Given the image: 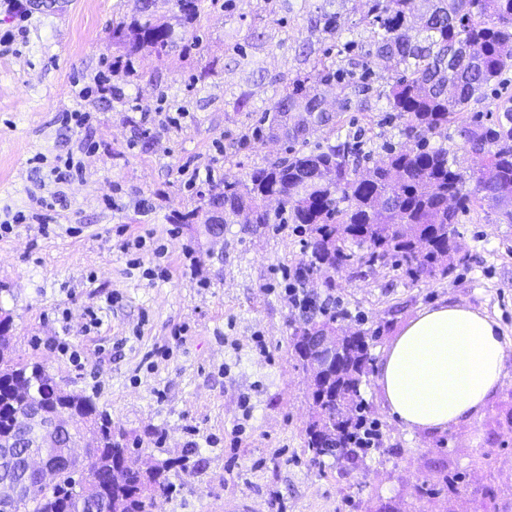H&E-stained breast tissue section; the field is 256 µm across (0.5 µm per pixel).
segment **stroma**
<instances>
[{"instance_id": "obj_1", "label": "stroma", "mask_w": 512, "mask_h": 512, "mask_svg": "<svg viewBox=\"0 0 512 512\" xmlns=\"http://www.w3.org/2000/svg\"><path fill=\"white\" fill-rule=\"evenodd\" d=\"M16 2L25 22L0 8V35L17 34L12 51H0V214L59 198L48 233L24 224L0 237V308L12 315L16 355L36 357L61 386L107 409L138 454L157 463L188 456L157 512H225L230 500L258 512H512V376L480 418L410 433L367 374L361 391L380 446L354 468L312 460L310 391L292 347L306 317L284 292L310 256L304 236L290 224H228L214 248L202 225L170 221L208 192L191 181L194 169L219 180L282 156V143L267 140L224 161L231 138L324 56L329 43L307 29L306 14L340 12L345 37L356 38L359 0H292L289 10L236 0L204 17L196 49L139 58L137 78H114L119 101L96 81L111 72L112 25L130 18L134 0ZM255 28L264 42L250 40ZM206 68L210 77L197 82ZM177 110L180 123L144 121ZM63 112L90 120L72 131ZM37 155L74 156L85 175L57 182L33 165ZM458 231L462 259L443 278L350 265L305 284L335 299L345 323L376 331V358L441 302L486 313L512 344V224L478 208L461 214ZM131 235L146 236V247L123 251ZM456 475L457 490L446 484Z\"/></svg>"}]
</instances>
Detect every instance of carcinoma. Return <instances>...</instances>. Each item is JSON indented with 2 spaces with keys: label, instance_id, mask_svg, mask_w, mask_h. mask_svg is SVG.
Masks as SVG:
<instances>
[{
  "label": "carcinoma",
  "instance_id": "1",
  "mask_svg": "<svg viewBox=\"0 0 512 512\" xmlns=\"http://www.w3.org/2000/svg\"><path fill=\"white\" fill-rule=\"evenodd\" d=\"M155 0H140L138 16L112 26V75L130 74L141 55L162 59L178 45L175 26H200L205 0H173L172 20L156 17ZM364 49L341 43L336 60L316 58L309 72L284 87L259 125L242 131L238 145L264 137L288 143L286 156L242 176L226 175L203 202L175 212V224H202L220 237L224 225L294 224L311 238V260L300 275L347 264L372 268L393 263L415 279L448 274L457 260L458 214L476 207L497 210L512 224V97L500 98L503 115L485 124L465 115L473 100L512 69V0H362ZM307 26L339 42L340 13L324 8ZM384 62V85L369 82ZM385 100L402 121L407 144L390 146L363 167L360 148L348 140L302 147L319 131L336 133L340 115L372 112ZM455 125L465 161L428 136ZM224 211V224L210 223ZM9 314H0V448L55 462L88 440L91 454L80 469L50 482L31 478L23 494L0 512H153L156 498L172 492L170 471L180 461L147 467L132 456L127 433L90 397L58 385L34 358L16 356ZM336 333V359L313 370L311 337ZM293 349L311 396L306 448L313 458L352 454L351 441L369 418L361 386L372 362L368 333L337 332L336 319L310 320Z\"/></svg>",
  "mask_w": 512,
  "mask_h": 512
}]
</instances>
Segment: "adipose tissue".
Returning <instances> with one entry per match:
<instances>
[{
	"label": "adipose tissue",
	"instance_id": "1",
	"mask_svg": "<svg viewBox=\"0 0 512 512\" xmlns=\"http://www.w3.org/2000/svg\"><path fill=\"white\" fill-rule=\"evenodd\" d=\"M511 374L498 324L463 303L419 311L376 365L390 415L410 432L477 416Z\"/></svg>",
	"mask_w": 512,
	"mask_h": 512
}]
</instances>
